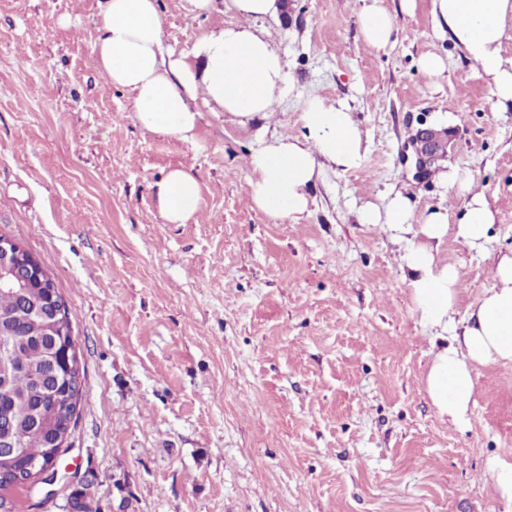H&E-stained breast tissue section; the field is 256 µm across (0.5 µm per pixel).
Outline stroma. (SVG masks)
I'll list each match as a JSON object with an SVG mask.
<instances>
[{"mask_svg":"<svg viewBox=\"0 0 512 512\" xmlns=\"http://www.w3.org/2000/svg\"><path fill=\"white\" fill-rule=\"evenodd\" d=\"M392 46L362 34L364 0H288L261 22L292 93L266 119L297 136L312 95L348 103L361 168L326 171L300 223L247 193L258 128L203 110L189 145L141 129L95 52L101 0H0V234L51 273L73 328L81 395L57 480L13 491L21 512H503L487 458L512 463V367H480L466 428L423 388L429 328L412 311L401 245L359 223L365 202L408 196L414 220L456 213L457 185L495 212L476 250L438 255L462 291L455 330L512 250V105L434 28L431 0H383ZM164 45L234 21L225 0H158ZM434 54L444 71L418 65ZM452 147L425 179L408 160L420 125ZM192 168L198 213L162 217L155 185ZM447 173L450 182L438 176Z\"/></svg>","mask_w":512,"mask_h":512,"instance_id":"1","label":"stroma"}]
</instances>
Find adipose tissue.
Returning a JSON list of instances; mask_svg holds the SVG:
<instances>
[{
  "instance_id": "obj_1",
  "label": "adipose tissue",
  "mask_w": 512,
  "mask_h": 512,
  "mask_svg": "<svg viewBox=\"0 0 512 512\" xmlns=\"http://www.w3.org/2000/svg\"><path fill=\"white\" fill-rule=\"evenodd\" d=\"M231 9L250 25L228 24L203 37L192 57L165 49L157 0H104L97 19L96 54L101 72L128 91L134 117L150 133L192 144L201 106L212 107L241 126L268 118L292 91L288 62L256 29L277 17L282 0H230ZM438 27L462 46L486 77L497 106L512 104V62L501 55L512 0H432ZM367 42L378 49L392 39L394 25L381 0L360 12ZM298 136L260 141L248 157L247 191L263 212L299 223L309 208L310 190L325 169L361 167L366 149L348 105L320 97L304 101ZM158 207L168 223L189 221L200 207L199 182L189 167L168 172L157 186ZM410 202L395 193L384 204L366 203L361 223L403 239L400 267L412 310L433 330L425 390L440 417L456 426L469 422L476 370L512 364V253L494 267L493 288L484 291L466 318L462 334H449L457 312L460 276L455 265L437 258L434 245L447 234L482 248L495 222L485 192H472L456 223L446 210L427 212L412 226Z\"/></svg>"
}]
</instances>
